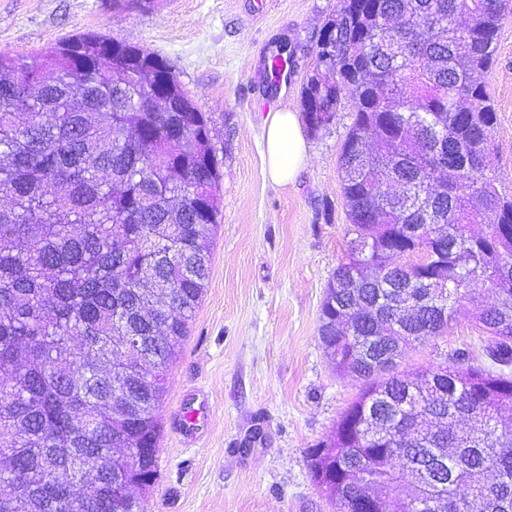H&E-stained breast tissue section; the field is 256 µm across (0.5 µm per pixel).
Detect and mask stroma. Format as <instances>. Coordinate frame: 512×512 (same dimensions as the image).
<instances>
[{"label": "stroma", "mask_w": 512, "mask_h": 512, "mask_svg": "<svg viewBox=\"0 0 512 512\" xmlns=\"http://www.w3.org/2000/svg\"><path fill=\"white\" fill-rule=\"evenodd\" d=\"M338 0H0V52L32 55L95 33L159 56L200 111L218 148L221 219L211 274L161 408L159 479L145 512H334L311 476L309 448L329 439L362 382L340 374L319 340L325 289L347 249L338 159L352 122L306 134L294 182L265 170L269 113L300 112L313 50ZM293 52L292 78L274 83L269 58ZM497 112L493 163L512 194V16L483 77ZM471 319L410 349L411 373L459 355L485 363ZM204 402L193 439L182 400Z\"/></svg>", "instance_id": "35a3bbf8"}]
</instances>
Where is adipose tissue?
Masks as SVG:
<instances>
[{"instance_id":"obj_1","label":"adipose tissue","mask_w":512,"mask_h":512,"mask_svg":"<svg viewBox=\"0 0 512 512\" xmlns=\"http://www.w3.org/2000/svg\"><path fill=\"white\" fill-rule=\"evenodd\" d=\"M267 172L279 183L293 181L308 157L306 141L293 112L269 115L266 126Z\"/></svg>"}]
</instances>
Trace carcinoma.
Segmentation results:
<instances>
[{"mask_svg": "<svg viewBox=\"0 0 512 512\" xmlns=\"http://www.w3.org/2000/svg\"><path fill=\"white\" fill-rule=\"evenodd\" d=\"M512 0H339L300 105L311 133L354 112L339 171L352 235L319 339L363 385L309 449L336 512L405 488L398 512H512V197L493 166L480 75ZM162 65L158 70L156 65ZM164 73L177 94L143 112ZM211 119L167 63L95 33L0 53V512H63L88 472L91 512H141L158 479L167 372L209 280L221 173ZM495 294L484 306L469 285ZM486 367L399 374L462 312ZM136 363L128 391L113 371ZM379 434L376 446L361 443ZM139 477L122 503L118 480Z\"/></svg>", "mask_w": 512, "mask_h": 512, "instance_id": "cac0c4a2", "label": "carcinoma"}]
</instances>
